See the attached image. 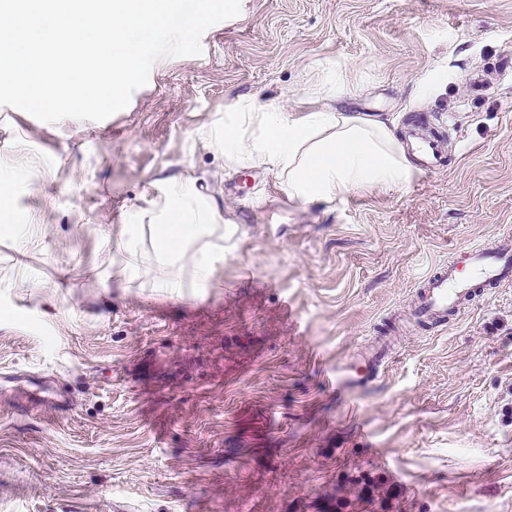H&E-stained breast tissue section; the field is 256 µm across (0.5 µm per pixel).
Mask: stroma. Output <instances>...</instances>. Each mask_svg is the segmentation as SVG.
I'll use <instances>...</instances> for the list:
<instances>
[{"label":"stroma","mask_w":512,"mask_h":512,"mask_svg":"<svg viewBox=\"0 0 512 512\" xmlns=\"http://www.w3.org/2000/svg\"><path fill=\"white\" fill-rule=\"evenodd\" d=\"M102 121L0 106V512H512V287L405 329L421 279L512 235V0H242ZM483 71V90L470 86ZM426 118L448 166L401 191L289 199L200 137L241 101ZM192 173L231 236L170 298L120 225ZM35 223L19 250L6 227ZM387 357L364 367L375 337ZM364 381L345 396L324 367Z\"/></svg>","instance_id":"1"}]
</instances>
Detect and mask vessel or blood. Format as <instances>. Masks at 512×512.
<instances>
[{"instance_id": "1", "label": "vessel or blood", "mask_w": 512, "mask_h": 512, "mask_svg": "<svg viewBox=\"0 0 512 512\" xmlns=\"http://www.w3.org/2000/svg\"><path fill=\"white\" fill-rule=\"evenodd\" d=\"M405 140L417 148L418 165L424 173L441 170L445 163L440 137L421 136L410 128ZM512 283V239L500 238L461 252L457 261L436 267L417 290L414 314L419 321L440 323L448 313L464 308L467 300L486 287Z\"/></svg>"}]
</instances>
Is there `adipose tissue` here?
Returning <instances> with one entry per match:
<instances>
[{
    "label": "adipose tissue",
    "mask_w": 512,
    "mask_h": 512,
    "mask_svg": "<svg viewBox=\"0 0 512 512\" xmlns=\"http://www.w3.org/2000/svg\"><path fill=\"white\" fill-rule=\"evenodd\" d=\"M203 141L223 150L227 166H269L289 197L300 202H330L358 189L401 191L414 172L403 143L383 120L330 108L297 112L285 101L249 99L225 113ZM141 219L152 234L156 262L171 270L158 284L162 294L182 296L188 283L213 287L214 272L224 263V246L214 240L224 218L197 192L193 175L151 201Z\"/></svg>",
    "instance_id": "1"
}]
</instances>
